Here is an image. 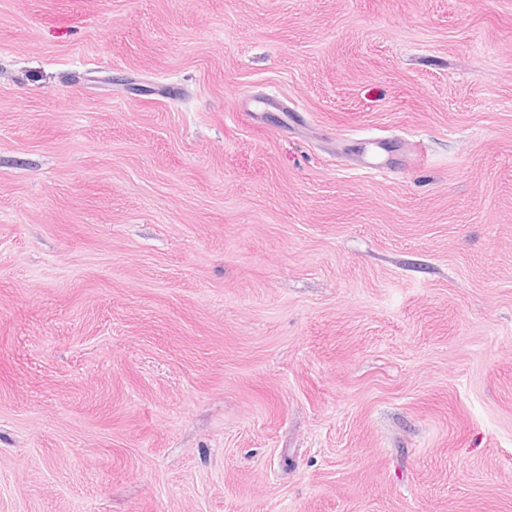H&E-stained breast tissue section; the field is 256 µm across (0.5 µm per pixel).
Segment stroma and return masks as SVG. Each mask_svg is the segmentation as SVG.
<instances>
[{
  "label": "stroma",
  "mask_w": 512,
  "mask_h": 512,
  "mask_svg": "<svg viewBox=\"0 0 512 512\" xmlns=\"http://www.w3.org/2000/svg\"><path fill=\"white\" fill-rule=\"evenodd\" d=\"M0 512H512V0H0Z\"/></svg>",
  "instance_id": "stroma-1"
}]
</instances>
